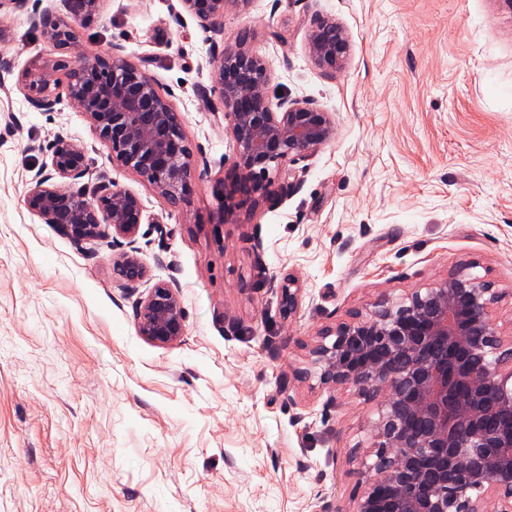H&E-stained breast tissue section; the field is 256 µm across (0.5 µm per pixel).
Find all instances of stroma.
<instances>
[{
	"label": "stroma",
	"instance_id": "obj_1",
	"mask_svg": "<svg viewBox=\"0 0 512 512\" xmlns=\"http://www.w3.org/2000/svg\"><path fill=\"white\" fill-rule=\"evenodd\" d=\"M70 2L0 12V512H352L379 407L321 383V330L464 274L512 336V0H237L217 32L177 0L89 17ZM42 16L72 24L68 49ZM324 20L350 39L333 76L307 52ZM244 33L269 101H311L337 134L229 208L235 148L209 60ZM115 46L202 152L179 209L113 165L73 104L37 109L18 84L36 62ZM60 133L87 153L84 184L140 193L139 256L179 287V341L140 336L136 296L112 279L121 244L76 245L25 207ZM289 274L303 293L286 318ZM280 289V311L284 317H292L296 314L301 299L302 289L297 278L292 275L284 278Z\"/></svg>",
	"mask_w": 512,
	"mask_h": 512
}]
</instances>
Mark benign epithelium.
I'll return each instance as SVG.
<instances>
[{
  "label": "benign epithelium",
  "mask_w": 512,
  "mask_h": 512,
  "mask_svg": "<svg viewBox=\"0 0 512 512\" xmlns=\"http://www.w3.org/2000/svg\"><path fill=\"white\" fill-rule=\"evenodd\" d=\"M203 26L221 28L236 0H178ZM65 49L75 33L64 20L43 21ZM307 50L327 73L341 70L349 51L344 28L322 21ZM210 65L224 102V120L236 160L225 173L229 191L248 186L247 197L272 194V166L304 157L336 138V118L309 101L266 95L268 66L243 36L214 51ZM27 99L49 111L67 99L90 123L116 166L133 173L155 195L178 205L191 194L198 149L183 119L152 75L119 53L77 60L47 59L18 78ZM51 174L37 175L24 197L26 208L81 246L107 236L128 249L112 261V279L136 290L150 271L135 247L144 205L133 190L112 180L91 191L84 149L63 134L49 147ZM490 289L457 275L401 302L381 303L371 316L327 328L309 349L322 384L355 388L380 407L369 425L373 474L357 472L365 485L352 512H512V343L493 323ZM302 299L297 278H284L280 311L296 314ZM140 336L170 344L185 333L186 316L175 280L158 281L135 303Z\"/></svg>",
  "instance_id": "1"
}]
</instances>
